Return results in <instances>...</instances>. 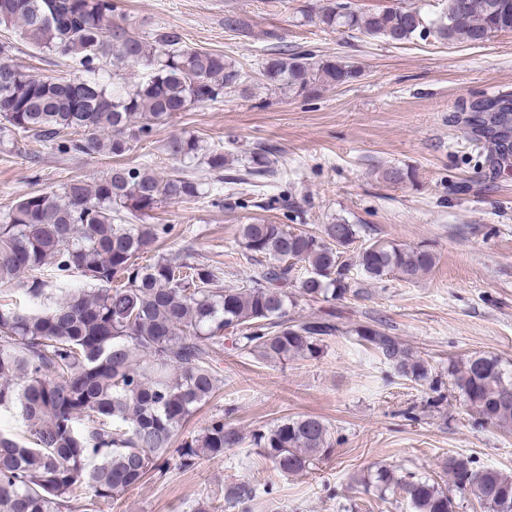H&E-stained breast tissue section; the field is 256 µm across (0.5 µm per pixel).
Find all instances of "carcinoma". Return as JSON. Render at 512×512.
I'll return each instance as SVG.
<instances>
[{
  "mask_svg": "<svg viewBox=\"0 0 512 512\" xmlns=\"http://www.w3.org/2000/svg\"><path fill=\"white\" fill-rule=\"evenodd\" d=\"M113 0H0V26L18 31L38 49L87 71L112 68V81L79 76L46 81L14 66L0 86V132L25 134L61 153L120 157L179 113L215 102L244 84L241 69L224 54L187 46L170 26L134 31L114 19ZM300 13L325 29H347L399 44L414 36L482 43L512 31V0H444L427 18L415 6L362 12L348 0L309 3ZM224 29L251 33L250 20L224 15ZM128 66L147 71L129 87L120 81ZM269 89L307 97L357 76L336 59L278 46L261 65ZM495 111L477 112L465 123L486 131L488 160L512 167V94L485 100ZM165 149L195 160L214 173L233 163L222 148L201 152L194 137H173ZM276 151L259 145L240 169L239 181L277 174ZM201 194L183 172L158 176L114 165L103 177L70 179L62 192H33L0 215V298L23 292L25 309L0 303V413L22 422L20 440L0 431V512H71L78 499L93 505L114 499L162 469L175 451L183 468L218 459L248 442L279 475L301 474L332 447L317 416L281 419L246 437L224 411L202 432L175 445L193 412L217 387L212 347L233 337L238 349L273 361L316 358L324 337L341 329L334 313L292 319L293 292L312 302L344 298L358 282L355 265L369 280L390 273L414 281L432 269L436 255L426 245L401 247L373 241L343 258L358 239L344 219L321 233L255 220L242 225L240 247L255 269L248 283L226 287L216 268L190 254L159 253L150 246L168 233L164 224H122L142 219L166 202ZM310 272L299 277L297 264ZM406 379L438 391L441 374L395 336L371 326L352 329ZM452 390L475 414L478 425L512 426V369L495 356L469 355L448 366ZM443 469L455 490L474 495L489 512H512V476L474 468L471 457L450 456ZM378 497L400 495L412 512H456L446 484L400 474L382 465L363 477ZM257 497L248 482L225 487L224 499L247 506Z\"/></svg>",
  "mask_w": 512,
  "mask_h": 512,
  "instance_id": "cac0c4a2",
  "label": "carcinoma"
}]
</instances>
